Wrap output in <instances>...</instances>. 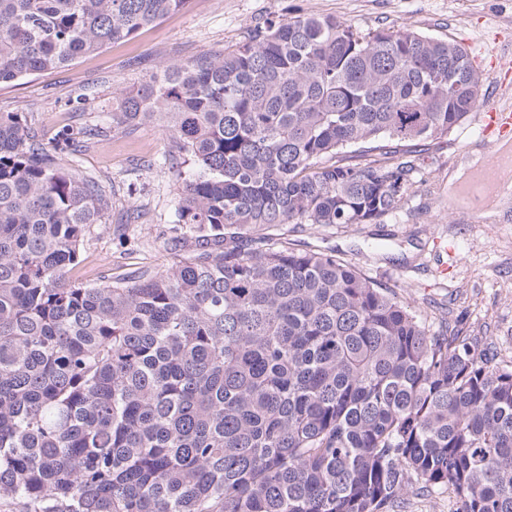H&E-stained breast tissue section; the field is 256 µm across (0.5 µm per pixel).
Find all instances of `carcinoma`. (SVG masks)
Listing matches in <instances>:
<instances>
[{
  "instance_id": "cac0c4a2",
  "label": "carcinoma",
  "mask_w": 512,
  "mask_h": 512,
  "mask_svg": "<svg viewBox=\"0 0 512 512\" xmlns=\"http://www.w3.org/2000/svg\"><path fill=\"white\" fill-rule=\"evenodd\" d=\"M188 3L0 0V83ZM482 86L450 38L315 13L162 65L112 127L186 153L187 255L97 286L69 272L110 198L0 112V512H512V369L288 238L396 213Z\"/></svg>"
}]
</instances>
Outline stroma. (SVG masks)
<instances>
[{"mask_svg":"<svg viewBox=\"0 0 512 512\" xmlns=\"http://www.w3.org/2000/svg\"><path fill=\"white\" fill-rule=\"evenodd\" d=\"M300 13L333 15L362 28L400 27L452 37L467 49L496 43L512 57V0H190L155 25L67 67L0 83V112H23L30 134L52 146L78 143L67 165L95 178L112 206L91 225L71 280L95 285L171 263L180 156L153 123L112 128L115 96L162 64L243 42L255 24ZM477 113L448 137L428 142L421 182L401 211L378 224H306L293 237L335 252L393 289L430 332L461 323L512 362V207L485 217L459 202L448 177L471 151L484 150Z\"/></svg>","mask_w":512,"mask_h":512,"instance_id":"1","label":"stroma"}]
</instances>
